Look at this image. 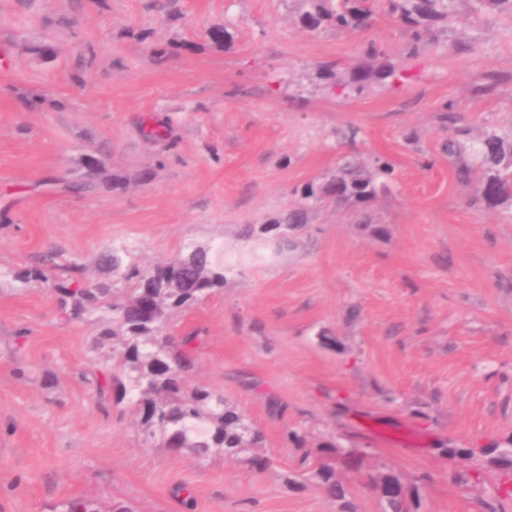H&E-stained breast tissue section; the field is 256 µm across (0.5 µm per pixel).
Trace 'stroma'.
<instances>
[{
    "label": "stroma",
    "instance_id": "stroma-1",
    "mask_svg": "<svg viewBox=\"0 0 512 512\" xmlns=\"http://www.w3.org/2000/svg\"><path fill=\"white\" fill-rule=\"evenodd\" d=\"M298 7L0 0V512L76 497L100 512H188L185 495L189 512H381L372 476L383 471L418 494L420 512H490L502 496L506 478L482 451L512 446V204L477 205L445 144L512 138V19L458 0L454 22L407 59L381 0L355 34L307 32ZM216 24L229 49L209 41ZM154 42L176 49L159 62ZM398 62L409 79L359 92L321 74ZM36 95L47 105L31 108ZM157 119L167 139L147 137ZM353 156L387 159V190L311 211L294 250L243 263L164 328L198 332L190 384L242 412L260 448L175 451L146 441L132 404L102 410L94 373L111 371L112 349L94 338L111 309L62 322V272L43 283L23 271L57 253L108 287L103 257L121 246L142 268L190 244L246 254V226L279 218L296 189ZM89 157L100 185L67 192ZM325 442L357 459L336 463L343 503L296 478Z\"/></svg>",
    "mask_w": 512,
    "mask_h": 512
}]
</instances>
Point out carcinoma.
Segmentation results:
<instances>
[{
  "label": "carcinoma",
  "instance_id": "1",
  "mask_svg": "<svg viewBox=\"0 0 512 512\" xmlns=\"http://www.w3.org/2000/svg\"><path fill=\"white\" fill-rule=\"evenodd\" d=\"M304 10L299 25L311 32L325 30L356 33L365 30L373 13L369 0H302ZM479 13L512 16V0H473ZM457 0H384L387 15L403 27L409 37L406 55L411 57L429 45L428 35L436 23L448 24L456 14ZM209 40L221 48L228 47L231 35L226 26L215 25L208 30ZM323 77L362 90L370 81L388 78L407 79V70L392 64L374 69H361L343 77L337 65L322 66ZM448 155L458 159L456 174L460 181H476L479 185L477 202L497 205L512 198V142L507 143L494 133L479 141L475 152L485 162L472 167L465 159L467 147L450 139ZM84 179L68 186L75 192L92 191L97 186L101 162L88 158L84 162ZM393 173L389 161L377 158L366 168L346 161L336 168L326 182L309 184L300 191V207L291 209L274 224L261 230L249 229L247 236L274 243L275 252L296 246L295 240L279 232L282 224L306 223L307 209L328 200L358 204L376 196L387 185ZM126 247L112 250L106 260L116 277L117 288H102L78 278L81 268L74 263L58 266L70 274L73 281L59 288L58 310L65 320L79 319L103 305L112 308V327L97 337L99 343L112 344L115 372L97 381L96 400L108 409L113 397L128 399L137 407L146 438H160L174 449L193 448L200 454L219 449L227 456H236L246 446L262 443V433L240 412L224 403V398L203 386L190 387L187 379L194 368L193 350L196 336H185L181 348L175 350L163 327L169 314L187 309L211 292L224 287L226 274L233 265L210 256V249L188 245L179 258L151 269L142 270L127 261ZM327 460L315 471L318 486L330 497L343 501L348 488L336 475L330 459L338 455L335 444L323 445ZM489 464L512 474V448H490ZM382 480L399 487L385 497L384 512H419V498L408 491L399 477L380 474ZM62 512H99L94 501L74 498L63 504Z\"/></svg>",
  "mask_w": 512,
  "mask_h": 512
}]
</instances>
